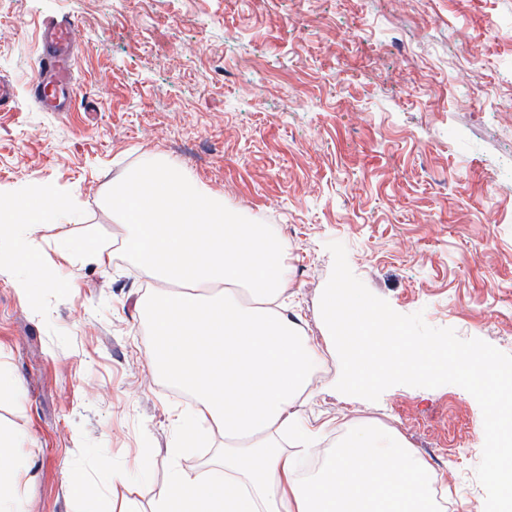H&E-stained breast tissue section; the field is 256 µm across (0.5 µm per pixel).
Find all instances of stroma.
Returning a JSON list of instances; mask_svg holds the SVG:
<instances>
[{
    "instance_id": "1",
    "label": "stroma",
    "mask_w": 512,
    "mask_h": 512,
    "mask_svg": "<svg viewBox=\"0 0 512 512\" xmlns=\"http://www.w3.org/2000/svg\"><path fill=\"white\" fill-rule=\"evenodd\" d=\"M74 21L70 111L28 95L38 34ZM0 184H50L81 204L77 223L41 227L47 264L60 235L117 250L103 270L63 266L70 289L39 307L0 273V429L30 512H79L70 474L111 493L142 457L147 512L169 474L175 387L150 370L137 302L150 278L119 252L123 225L102 204L145 153L287 238L293 306L324 340L323 299L366 292L409 341L512 366V0H0ZM327 359L310 418L370 420L402 434L470 512L503 508L486 474L483 396L455 370L347 395Z\"/></svg>"
}]
</instances>
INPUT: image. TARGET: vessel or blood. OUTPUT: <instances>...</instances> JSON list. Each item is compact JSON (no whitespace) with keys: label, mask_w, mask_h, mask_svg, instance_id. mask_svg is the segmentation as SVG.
I'll use <instances>...</instances> for the list:
<instances>
[{"label":"vessel or blood","mask_w":512,"mask_h":512,"mask_svg":"<svg viewBox=\"0 0 512 512\" xmlns=\"http://www.w3.org/2000/svg\"><path fill=\"white\" fill-rule=\"evenodd\" d=\"M73 29L70 21L49 22L40 32L41 60L31 93L48 112L69 111L76 92L72 72Z\"/></svg>","instance_id":"vessel-or-blood-1"}]
</instances>
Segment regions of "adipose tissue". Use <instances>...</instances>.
Masks as SVG:
<instances>
[{"instance_id":"1","label":"adipose tissue","mask_w":512,"mask_h":512,"mask_svg":"<svg viewBox=\"0 0 512 512\" xmlns=\"http://www.w3.org/2000/svg\"><path fill=\"white\" fill-rule=\"evenodd\" d=\"M102 203L126 229L124 249L156 281L139 309L154 373L194 398L191 410L177 416L179 431L205 425L224 435L223 448L202 469H171L150 512H444L435 490L441 475L402 435L372 421L349 425L321 469L301 476L297 458L315 455L321 443L302 407L314 396L325 351L284 302L291 284L286 238L269 226L239 222L223 198L154 154L142 155L113 182ZM77 208L72 196L51 186L0 185V242L8 244L0 266L23 269L15 283L20 296L59 288L32 232L71 223ZM56 251L70 264L89 260L104 268L112 261L91 237L61 236ZM324 309L350 367L341 382L347 392L452 367L496 415L505 384H512V368L481 347L459 358L409 342L366 293L331 289ZM486 451L502 500L511 503L512 419H497ZM67 490L81 512H139L133 499L118 507L90 491L78 474Z\"/></svg>"}]
</instances>
